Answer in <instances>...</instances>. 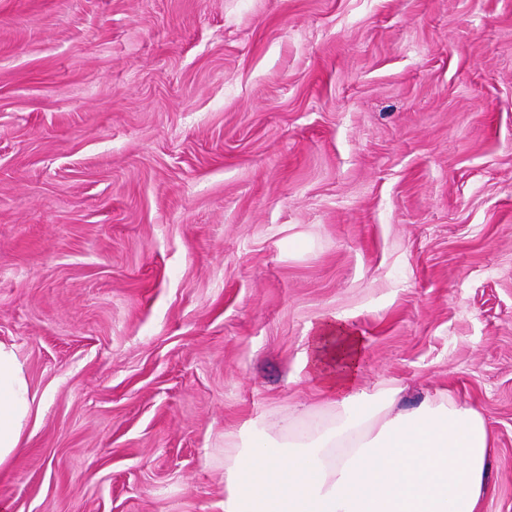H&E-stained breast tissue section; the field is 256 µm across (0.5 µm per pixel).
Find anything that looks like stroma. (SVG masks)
<instances>
[{"mask_svg": "<svg viewBox=\"0 0 512 512\" xmlns=\"http://www.w3.org/2000/svg\"><path fill=\"white\" fill-rule=\"evenodd\" d=\"M332 317L512 512V0H0V512H224ZM34 402L35 395L31 394L16 350L0 343V467L22 449L24 427Z\"/></svg>", "mask_w": 512, "mask_h": 512, "instance_id": "35a3bbf8", "label": "stroma"}]
</instances>
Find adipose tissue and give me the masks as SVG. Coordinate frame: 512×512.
<instances>
[{
    "label": "adipose tissue",
    "mask_w": 512,
    "mask_h": 512,
    "mask_svg": "<svg viewBox=\"0 0 512 512\" xmlns=\"http://www.w3.org/2000/svg\"><path fill=\"white\" fill-rule=\"evenodd\" d=\"M361 336L313 329L303 366L332 413L258 422L224 459V512H481L494 439L484 415L434 390L402 407L398 386H360ZM32 395L16 350L0 343V467L20 452Z\"/></svg>",
    "instance_id": "obj_1"
}]
</instances>
